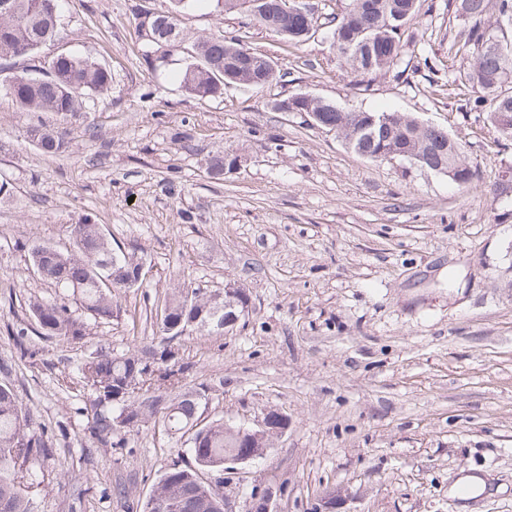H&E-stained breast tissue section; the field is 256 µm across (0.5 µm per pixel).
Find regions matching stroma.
I'll return each mask as SVG.
<instances>
[{"mask_svg": "<svg viewBox=\"0 0 512 512\" xmlns=\"http://www.w3.org/2000/svg\"><path fill=\"white\" fill-rule=\"evenodd\" d=\"M425 4L398 66L359 79L324 25L290 42L199 0L178 14L179 38L160 59L147 28L172 0H61L59 38L14 72L68 51L110 69L111 87L67 115L0 93V179L12 187L0 201V366L54 435L35 512H139L181 443L148 423L124 447L85 457L78 367L96 349L124 353L155 336V311L174 289L228 281L246 289L247 311L230 334L182 342L190 377L215 388L209 419L273 409L288 420L267 455L225 485L233 512L267 484L284 488L279 512H314L330 493L337 512H512V197L491 194L512 171V140L451 82L463 18L448 0ZM240 34L284 82L188 93L178 74L193 44ZM297 93L409 113L447 131L477 176L459 185L401 159L370 161L303 114L274 109ZM38 124L64 133L66 148L32 142ZM185 129L187 146L175 137ZM227 152L238 167L211 178L210 159ZM84 216L143 257L146 280L114 290L112 320L82 342L36 337L21 358L12 332L34 329L29 299L56 298L28 271L27 249L68 248L67 227ZM468 474L486 491L452 495Z\"/></svg>", "mask_w": 512, "mask_h": 512, "instance_id": "obj_1", "label": "stroma"}]
</instances>
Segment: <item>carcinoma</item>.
Wrapping results in <instances>:
<instances>
[{"label":"carcinoma","instance_id":"carcinoma-1","mask_svg":"<svg viewBox=\"0 0 512 512\" xmlns=\"http://www.w3.org/2000/svg\"><path fill=\"white\" fill-rule=\"evenodd\" d=\"M254 0H224V10L243 7L262 25L283 38L300 42L305 19L291 18L272 8L267 14L252 6ZM422 9V0H350L336 20L333 45L350 73L367 77L387 73L401 59V31ZM448 9L465 19L456 45L467 59L458 81L475 94L472 107L487 113L499 135L512 139V0H448ZM155 33L168 36L177 28L173 13L157 14ZM494 33L505 45L499 55L486 35ZM57 36V0H12V11L0 14V72L19 58L37 53ZM246 51L242 39L205 38L193 45L183 74V87L207 98L224 88V71H232L234 84L251 86L255 73L237 62ZM112 84V72L92 60L68 54L53 59L50 75L32 82L15 74L0 86L21 107L33 112L77 111L82 99L101 93ZM322 113L320 123L336 127L357 154L372 161L395 159L403 153L419 158L430 171L446 173L465 166L461 151L440 128L421 130L405 112L336 110L327 102L313 108ZM376 119L368 129L366 123ZM37 145L47 153L64 147L63 136L34 126ZM71 247L65 250L47 242L28 248V268L62 293L79 297L81 307L94 321H110L114 314L112 289L139 288L129 283L139 268L133 253L112 248L100 225L81 218L68 225ZM124 269L112 277V259ZM205 294L181 288L156 314L158 335L137 351L117 356L106 348L81 363L79 371L87 392L89 442L96 448H122L125 436L153 422L166 433L185 439L188 457L172 462L153 485L142 512H220L224 490L211 478L224 470V457L244 452L232 437L224 435V421L207 420L212 388L186 383L189 365L169 360L172 345H181L184 330L207 325V331L224 332V317L210 318ZM29 312L36 332L66 344L77 343L89 324L64 303L33 299ZM51 443L42 427L35 425L10 381L9 369L0 378V512H33L32 492L45 482L41 461L51 456Z\"/></svg>","mask_w":512,"mask_h":512}]
</instances>
